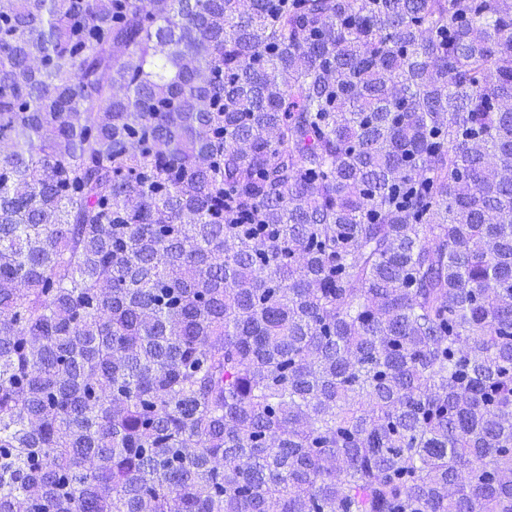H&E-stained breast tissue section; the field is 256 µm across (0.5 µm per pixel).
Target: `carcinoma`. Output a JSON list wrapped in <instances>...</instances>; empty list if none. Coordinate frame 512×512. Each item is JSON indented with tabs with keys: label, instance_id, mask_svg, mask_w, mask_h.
Masks as SVG:
<instances>
[{
	"label": "carcinoma",
	"instance_id": "1",
	"mask_svg": "<svg viewBox=\"0 0 512 512\" xmlns=\"http://www.w3.org/2000/svg\"><path fill=\"white\" fill-rule=\"evenodd\" d=\"M0 512H512V0H0Z\"/></svg>",
	"mask_w": 512,
	"mask_h": 512
}]
</instances>
